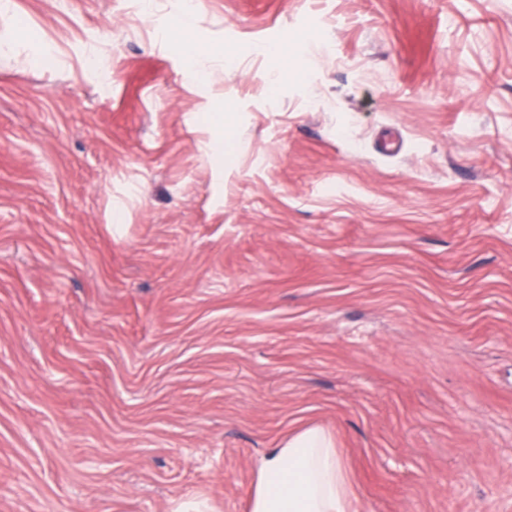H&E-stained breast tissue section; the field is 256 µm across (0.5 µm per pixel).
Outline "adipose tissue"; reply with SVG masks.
<instances>
[{"label":"adipose tissue","instance_id":"adipose-tissue-1","mask_svg":"<svg viewBox=\"0 0 512 512\" xmlns=\"http://www.w3.org/2000/svg\"><path fill=\"white\" fill-rule=\"evenodd\" d=\"M333 436L317 425L289 433L257 464L251 512H358Z\"/></svg>","mask_w":512,"mask_h":512}]
</instances>
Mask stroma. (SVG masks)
<instances>
[{
    "label": "stroma",
    "mask_w": 512,
    "mask_h": 512,
    "mask_svg": "<svg viewBox=\"0 0 512 512\" xmlns=\"http://www.w3.org/2000/svg\"><path fill=\"white\" fill-rule=\"evenodd\" d=\"M143 3L0 13V512H512V0ZM333 436L318 425L289 433L257 464L251 512H358Z\"/></svg>",
    "instance_id": "35a3bbf8"
}]
</instances>
